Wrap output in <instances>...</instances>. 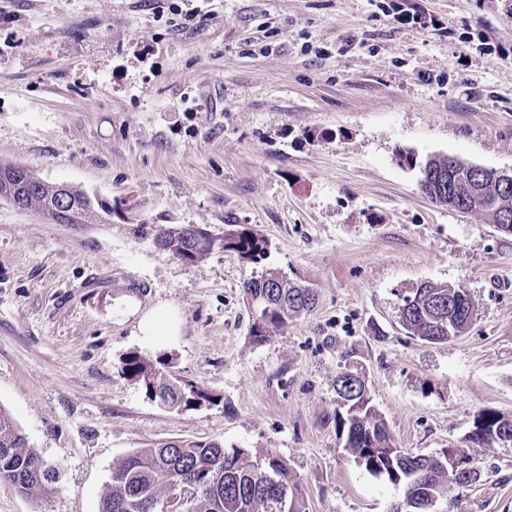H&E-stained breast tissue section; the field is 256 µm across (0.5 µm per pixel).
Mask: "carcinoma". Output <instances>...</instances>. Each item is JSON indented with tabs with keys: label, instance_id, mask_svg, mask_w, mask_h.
I'll use <instances>...</instances> for the list:
<instances>
[{
	"label": "carcinoma",
	"instance_id": "carcinoma-1",
	"mask_svg": "<svg viewBox=\"0 0 512 512\" xmlns=\"http://www.w3.org/2000/svg\"><path fill=\"white\" fill-rule=\"evenodd\" d=\"M431 183L439 192L438 202L455 210L460 198L448 193L439 172L448 168L446 159H428ZM17 165L0 162V199L4 193L21 197L28 210L41 213L50 207L64 214L68 224H90L98 213L87 210V194L72 188L69 203L61 205L53 184L30 174L18 184L13 173ZM216 248L234 251L257 263L267 255L270 243L248 229H226ZM161 249L191 263L204 260L213 248L197 246L188 226L173 224L154 237ZM246 300L257 310L251 327L254 341L266 339L272 329L283 328L288 320L311 311L317 302L316 289L286 276L262 273L243 286ZM475 318L470 294L451 284L423 283L402 297L399 324L405 332L428 345L444 343L468 331ZM122 371L140 383L152 400L169 409H187L213 396L190 381L167 379L159 374L157 362L133 354L123 362ZM336 398L342 409L338 421L345 435L344 448L356 462L374 475L385 477L400 497L401 512H433L437 500L455 488L471 487L480 474L470 448H450L432 455L413 454L396 446L373 396L351 365L336 377ZM512 436V418L484 412L476 418L467 437L473 447H490L499 437ZM11 484L20 494H50L57 472L28 445L13 417L0 408V482ZM195 483V492L184 512H280L283 493H288L292 512H305L303 495L288 462L261 448L225 451L221 441L173 440L154 448L137 450L112 465L108 489L100 512H139L146 500L159 498L161 490L176 483Z\"/></svg>",
	"mask_w": 512,
	"mask_h": 512
}]
</instances>
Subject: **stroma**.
Instances as JSON below:
<instances>
[{"label":"stroma","mask_w":512,"mask_h":512,"mask_svg":"<svg viewBox=\"0 0 512 512\" xmlns=\"http://www.w3.org/2000/svg\"><path fill=\"white\" fill-rule=\"evenodd\" d=\"M0 0V162L106 202L55 224L0 201V407L59 478L0 482V512H99L112 466L177 439L285 458L306 512H389L398 490L344 449L335 380L352 354L396 444L466 447L480 411L512 417V236L437 204L420 165L512 167V0ZM412 164H405V157ZM171 224H237L260 262L197 263L152 243ZM265 271L318 291L312 312L251 337L243 285ZM469 291L462 336L398 323L422 282ZM169 310L178 334L148 342ZM214 402L172 411L124 375L132 353ZM435 512H512V444ZM143 336H151L157 338L160 336H171L170 319L165 311H158L145 317L140 325Z\"/></svg>","instance_id":"stroma-1"}]
</instances>
